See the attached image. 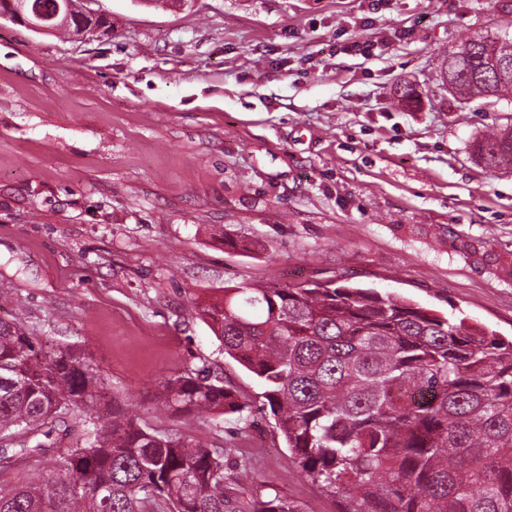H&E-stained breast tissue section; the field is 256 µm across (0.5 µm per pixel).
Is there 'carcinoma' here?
<instances>
[{
  "label": "carcinoma",
  "mask_w": 512,
  "mask_h": 512,
  "mask_svg": "<svg viewBox=\"0 0 512 512\" xmlns=\"http://www.w3.org/2000/svg\"><path fill=\"white\" fill-rule=\"evenodd\" d=\"M52 32L75 37L84 12ZM441 75L464 104L512 101V67L488 60L512 37L477 34ZM489 167L512 164V130L476 144ZM224 354L263 385L302 473L340 512H512V339L349 282L226 287L198 307ZM174 417L239 414V388L204 371L161 382ZM82 442L35 480L0 492V512H305L278 493L241 495L208 440L151 429L119 408L82 350L0 320V437L20 455L46 450L56 421Z\"/></svg>",
  "instance_id": "1"
}]
</instances>
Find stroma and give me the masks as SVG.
<instances>
[{"mask_svg": "<svg viewBox=\"0 0 512 512\" xmlns=\"http://www.w3.org/2000/svg\"><path fill=\"white\" fill-rule=\"evenodd\" d=\"M81 5L109 36L0 24V318L83 348L138 421L250 452L245 495L338 512L195 309L227 286L344 279L512 337V164L474 153L512 106L458 104L439 76L460 40L512 34V0ZM369 34L366 58L350 44ZM405 85L416 105H397ZM204 368L250 409L159 412L165 378ZM71 440L58 425L0 488Z\"/></svg>", "mask_w": 512, "mask_h": 512, "instance_id": "obj_1", "label": "stroma"}]
</instances>
